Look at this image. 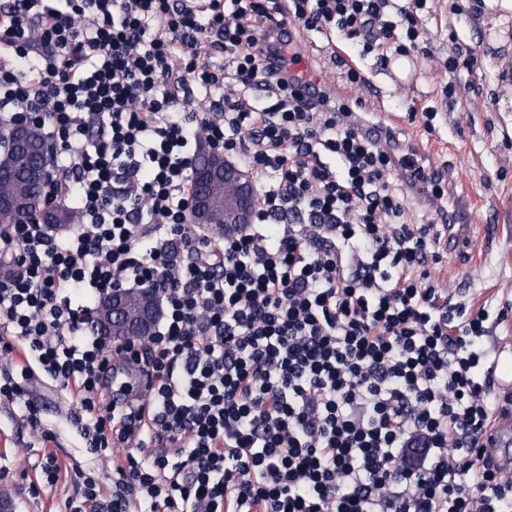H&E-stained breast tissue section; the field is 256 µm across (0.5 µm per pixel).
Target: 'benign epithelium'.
Segmentation results:
<instances>
[{
  "instance_id": "7a95c632",
  "label": "benign epithelium",
  "mask_w": 512,
  "mask_h": 512,
  "mask_svg": "<svg viewBox=\"0 0 512 512\" xmlns=\"http://www.w3.org/2000/svg\"><path fill=\"white\" fill-rule=\"evenodd\" d=\"M0 139L10 140L20 151L37 147L30 141L26 128L21 125L0 126ZM207 185L224 183V216L214 219L210 206V194L195 191L190 195V208L196 213L198 223L224 225V232L234 233L250 224L259 205V196L251 175L236 162L226 158L220 165L207 169L204 173ZM157 294L153 291L142 294L127 288H114L112 295L105 299L109 312L108 325L127 340L137 338L142 341L153 335L161 316Z\"/></svg>"
}]
</instances>
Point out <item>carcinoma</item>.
<instances>
[{
  "instance_id": "1",
  "label": "carcinoma",
  "mask_w": 512,
  "mask_h": 512,
  "mask_svg": "<svg viewBox=\"0 0 512 512\" xmlns=\"http://www.w3.org/2000/svg\"><path fill=\"white\" fill-rule=\"evenodd\" d=\"M0 165L11 166L16 170L15 180L0 189L23 201V205L8 211H0V224H19L31 220L42 223L49 222L58 228L70 225L75 221V211L68 205L55 204L46 201L41 191V185L34 180L32 170L36 160L32 157L14 155L6 150H0Z\"/></svg>"
}]
</instances>
